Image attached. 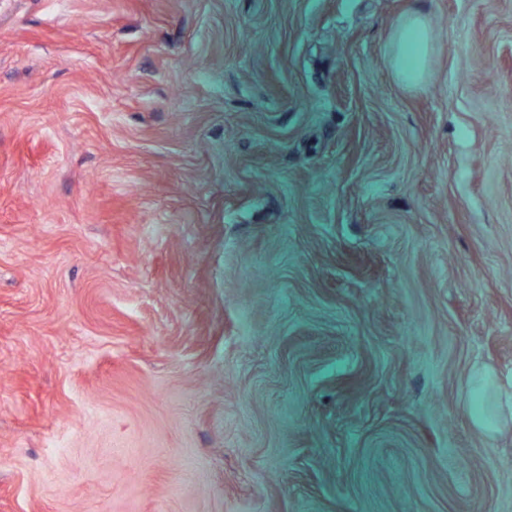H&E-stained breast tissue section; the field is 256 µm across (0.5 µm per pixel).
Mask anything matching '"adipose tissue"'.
I'll list each match as a JSON object with an SVG mask.
<instances>
[{"instance_id":"obj_1","label":"adipose tissue","mask_w":512,"mask_h":512,"mask_svg":"<svg viewBox=\"0 0 512 512\" xmlns=\"http://www.w3.org/2000/svg\"><path fill=\"white\" fill-rule=\"evenodd\" d=\"M428 27L426 17L413 12L402 18L390 39L388 62L404 85L421 86L428 73Z\"/></svg>"}]
</instances>
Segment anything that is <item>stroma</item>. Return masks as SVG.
I'll use <instances>...</instances> for the list:
<instances>
[{"mask_svg": "<svg viewBox=\"0 0 512 512\" xmlns=\"http://www.w3.org/2000/svg\"><path fill=\"white\" fill-rule=\"evenodd\" d=\"M0 512H512V0H0ZM426 17L413 12L402 18L390 39L388 62L395 77L408 87L421 86L428 73ZM469 403L472 419L480 425L491 427V420L488 417L485 406L486 395L483 378H478L473 382Z\"/></svg>", "mask_w": 512, "mask_h": 512, "instance_id": "stroma-1", "label": "stroma"}]
</instances>
